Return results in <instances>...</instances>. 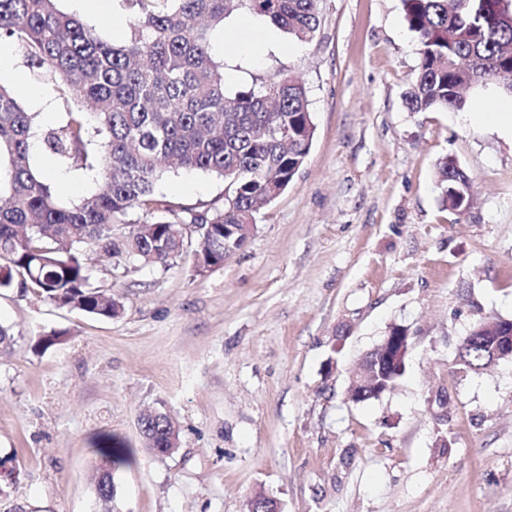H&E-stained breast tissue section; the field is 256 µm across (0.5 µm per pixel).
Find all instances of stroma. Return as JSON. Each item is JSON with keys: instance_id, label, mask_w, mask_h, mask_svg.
<instances>
[{"instance_id": "obj_1", "label": "stroma", "mask_w": 512, "mask_h": 512, "mask_svg": "<svg viewBox=\"0 0 512 512\" xmlns=\"http://www.w3.org/2000/svg\"><path fill=\"white\" fill-rule=\"evenodd\" d=\"M312 41L278 34L258 59L218 54L234 92L279 73L305 86L316 126L287 191L260 211L245 246L195 272L89 255L94 286L122 313L96 318L31 290H0V467L24 512H101L92 442L133 448L115 473L117 512H512V364L456 371L459 340L486 317L512 319V131L472 121L512 104L495 84L467 110L412 112L419 66L401 0H317ZM16 94L34 87L41 124L77 109L14 56ZM451 156L472 204L444 210L436 162ZM177 202L224 193L210 175L160 184ZM415 341L393 392L355 403L349 374L391 326ZM58 333L43 349L38 337ZM450 394L449 422L427 399ZM161 406L175 453L143 446L138 419ZM452 444L437 447L441 435Z\"/></svg>"}]
</instances>
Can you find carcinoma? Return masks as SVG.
Returning <instances> with one entry per match:
<instances>
[{"label": "carcinoma", "mask_w": 512, "mask_h": 512, "mask_svg": "<svg viewBox=\"0 0 512 512\" xmlns=\"http://www.w3.org/2000/svg\"><path fill=\"white\" fill-rule=\"evenodd\" d=\"M132 9L119 43L61 9L60 0H0V43L18 48L36 76L80 109L44 127L0 77V289L18 283L60 308L112 318L122 303L94 287L87 251L121 262L167 265L183 252L182 224H208L194 235L195 271L221 266L246 243L257 212L287 189L305 164L315 124L307 91L291 74L228 94L224 64L212 52L213 31L239 9L262 17L298 42L311 41L320 20L316 0H126ZM419 45L418 72L405 93L411 112L465 110L470 91L497 83L512 93V23L505 0H402ZM92 177L93 192L60 201L30 150ZM206 173L224 195L198 210L159 188L166 168ZM442 207H470V177L453 158L436 164ZM133 211L145 219L128 222ZM130 224L116 237L113 225ZM474 324L458 345L462 373L493 366L487 337L512 320ZM411 354L352 390L365 402L394 391ZM144 448L172 454L178 430L163 409L140 416ZM100 500L116 497L113 471L131 450L113 437L94 443Z\"/></svg>", "instance_id": "obj_1"}]
</instances>
